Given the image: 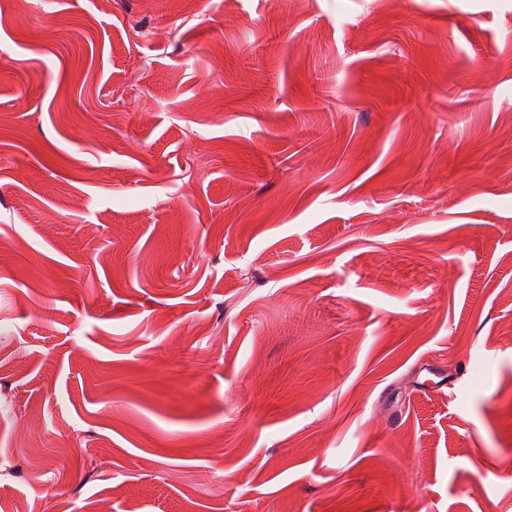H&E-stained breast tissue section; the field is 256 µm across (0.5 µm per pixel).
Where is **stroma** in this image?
Here are the masks:
<instances>
[{
	"instance_id": "obj_1",
	"label": "stroma",
	"mask_w": 512,
	"mask_h": 512,
	"mask_svg": "<svg viewBox=\"0 0 512 512\" xmlns=\"http://www.w3.org/2000/svg\"><path fill=\"white\" fill-rule=\"evenodd\" d=\"M0 512H512V0L1 12Z\"/></svg>"
}]
</instances>
